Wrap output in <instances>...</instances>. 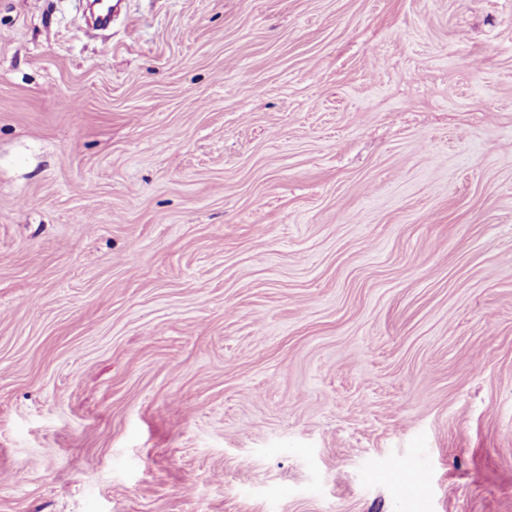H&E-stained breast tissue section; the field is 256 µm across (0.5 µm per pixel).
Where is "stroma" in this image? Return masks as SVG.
Listing matches in <instances>:
<instances>
[{"instance_id":"stroma-1","label":"stroma","mask_w":512,"mask_h":512,"mask_svg":"<svg viewBox=\"0 0 512 512\" xmlns=\"http://www.w3.org/2000/svg\"><path fill=\"white\" fill-rule=\"evenodd\" d=\"M87 4L0 0V512H512V0Z\"/></svg>"}]
</instances>
